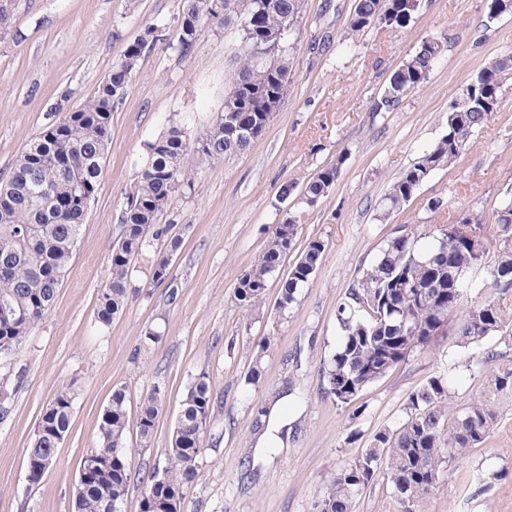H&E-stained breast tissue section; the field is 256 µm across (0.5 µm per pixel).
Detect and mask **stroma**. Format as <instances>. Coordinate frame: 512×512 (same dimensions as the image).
I'll list each match as a JSON object with an SVG mask.
<instances>
[{"instance_id": "stroma-1", "label": "stroma", "mask_w": 512, "mask_h": 512, "mask_svg": "<svg viewBox=\"0 0 512 512\" xmlns=\"http://www.w3.org/2000/svg\"><path fill=\"white\" fill-rule=\"evenodd\" d=\"M488 0H421L408 27L374 26L346 38L355 0H303L294 35L288 96L248 149L202 165L191 191L172 196L163 223L182 236L172 259L174 288L154 285L157 247L136 261L124 309L97 321L112 247L131 186L147 160L144 144L183 128L196 137L224 108L241 44L237 25L208 20L189 55L177 49L181 0H7L0 29V177L27 144L83 104L146 25L157 39L143 51L111 122L98 190L71 270L25 346L0 362L10 378L0 399V512H74L82 457L94 447L104 408L125 389L128 415L141 396L164 392L152 438L129 431L134 478L123 512H141V478L165 462L183 394L198 374L212 409L197 474L183 512H312L318 492L382 428L403 419L410 393L430 377L448 379L456 404L483 389L487 355L512 364V341L493 336L461 349L448 337L411 353L359 399L336 402L320 373L337 344L336 305L385 241L402 228L424 231L479 214L498 236L497 205L512 187V80L490 121L449 167L433 171L400 210L386 213L390 185L446 132L448 108L490 61L512 54V15L485 25ZM431 37L448 51L428 80L390 112L371 106L392 73ZM339 176L316 206L281 197L322 167ZM441 200L437 211L429 200ZM298 218L297 247L324 240L322 264L296 304L278 314L279 280L245 312L234 288L286 214ZM259 369L258 383L246 376ZM70 388V430L55 463L29 484L27 450L55 394ZM280 405L282 422L270 421ZM491 437L445 469L426 512H512V401L498 403Z\"/></svg>"}]
</instances>
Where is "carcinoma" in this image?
<instances>
[{"mask_svg":"<svg viewBox=\"0 0 512 512\" xmlns=\"http://www.w3.org/2000/svg\"><path fill=\"white\" fill-rule=\"evenodd\" d=\"M211 0H183L178 50L188 55L212 18L252 21L241 30L238 65L224 101L232 102L234 123L216 115L202 136L189 141L173 127L146 143L147 162L128 196L121 216V235L112 248L110 277L98 294V322L106 326L125 305L129 274L150 240L166 237L156 258L153 282L172 285L169 254L181 247L172 226L159 220L174 192L195 186L198 165L246 150L271 122L266 102L288 96L293 33L302 0H232V16L210 9ZM408 0H355L348 36L353 39L373 25L404 28L417 8ZM268 32H281L276 59L259 56L253 41ZM154 43V28L130 44L94 94L63 119L53 123L21 152L7 179L0 181V360L14 355L53 307L57 290L71 268L83 218L93 200L110 140L112 112L124 98L131 74L142 54ZM448 45L444 38L423 40L415 53L391 75L372 110L390 112L408 93L427 81ZM512 75V55L490 62L461 90L447 116V133L395 180L386 194V211L400 209L419 186L440 168L449 167L464 152L476 128L497 110L499 90ZM343 158L321 168L306 184L303 202L315 206L335 184ZM460 228L418 233L403 229L387 239L373 263L356 277L336 309L339 342L324 366V390L348 404L385 376L410 353L428 347L447 334L457 346L478 345L490 336L509 335L512 329V188L499 200L497 224L502 239L490 251L486 241H473L483 231L481 216L462 215ZM296 217L289 214L276 225L254 264L238 280L235 299L253 311L265 299L271 277L280 271L296 244ZM326 251L321 239L309 241L280 280L277 310L285 314L298 291L316 275ZM489 267L490 287L497 296L464 306L473 285L459 271ZM480 397L464 407L440 377L430 378L411 393L403 422L384 428L368 448L336 471L317 495L313 512H353L354 502L377 478L389 484L402 512H422L426 497L440 481L444 465L463 458L484 444L497 424L491 397L512 396V366L498 365L485 372ZM164 394L155 387L141 399L136 422L141 442L150 441ZM127 395L112 393L98 427L97 441L81 461L86 479L76 488L75 512H121L131 483ZM73 394L59 391L40 418L27 449L28 466L55 461L56 448L70 429ZM211 410L207 377L199 374L188 385L165 463L142 481L141 512H181L186 490L196 474V461Z\"/></svg>","mask_w":512,"mask_h":512,"instance_id":"obj_1","label":"carcinoma"}]
</instances>
